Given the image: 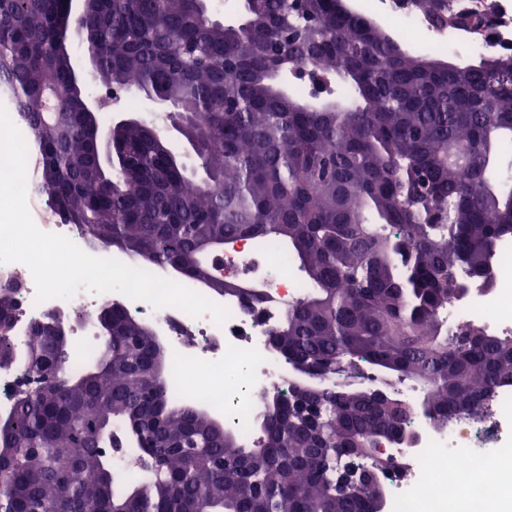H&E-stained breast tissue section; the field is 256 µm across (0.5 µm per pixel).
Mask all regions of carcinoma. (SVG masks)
I'll list each match as a JSON object with an SVG mask.
<instances>
[{
	"mask_svg": "<svg viewBox=\"0 0 512 512\" xmlns=\"http://www.w3.org/2000/svg\"><path fill=\"white\" fill-rule=\"evenodd\" d=\"M439 25L481 32L486 11L411 0ZM247 19L216 23L201 0H90L71 33L92 46L97 80L195 113L189 174L140 120L102 151L82 126L84 93L59 48L64 0H0V86L26 116L39 188L53 216L81 225L101 251L169 267L259 312L258 288L212 278L203 246L241 238L288 246L309 285L270 331L273 351L303 367V387L261 397L253 446L206 407L172 400L150 334L112 308L102 344L81 370L60 367L36 390L19 385L0 435V512H373L343 463L395 448L411 417L436 427L512 386V336L448 335L457 272L484 278L512 237V51L437 65L385 25L336 0H248ZM313 71L353 91L346 108L316 106L279 76ZM13 288L0 289L3 365ZM57 319L28 329L26 360ZM428 387L420 405L395 382ZM144 460L117 486L114 432Z\"/></svg>",
	"mask_w": 512,
	"mask_h": 512,
	"instance_id": "carcinoma-1",
	"label": "carcinoma"
}]
</instances>
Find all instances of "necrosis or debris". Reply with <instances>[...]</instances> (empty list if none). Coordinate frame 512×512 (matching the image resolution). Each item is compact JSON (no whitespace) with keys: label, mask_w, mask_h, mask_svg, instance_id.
I'll return each instance as SVG.
<instances>
[{"label":"necrosis or debris","mask_w":512,"mask_h":512,"mask_svg":"<svg viewBox=\"0 0 512 512\" xmlns=\"http://www.w3.org/2000/svg\"><path fill=\"white\" fill-rule=\"evenodd\" d=\"M362 6L375 18L398 24L402 39L415 47L479 55L491 41L500 49L512 50V0H493L492 24L482 34L436 28L404 0H363ZM27 203L40 230L63 235L86 253L95 254L78 225L63 224L48 215L33 149L27 159ZM223 263L226 278L244 271L251 283L264 290L268 301L263 312H251L237 298L227 296L221 304L229 317L218 326L210 316L194 318L174 307L156 309L118 292L81 291L67 301L40 303L25 265L0 264V288L16 289L14 347L20 353L26 349L31 322L63 313L88 327L102 305L113 304L163 333L172 352L174 401L202 403L222 414L239 432L248 433L259 396L272 389L283 393L289 389L288 377L268 338L284 305L298 298L306 286L295 275L287 253L274 244L239 241L225 249ZM446 319L452 336L471 324L492 335H512L511 237L501 243L488 277L469 280L466 293L449 304ZM412 428L421 437L419 445L403 449V470L382 477L393 512H490L503 493L492 462L512 448V389L498 390L484 417L463 415L443 428L418 417Z\"/></svg>","instance_id":"obj_1"}]
</instances>
